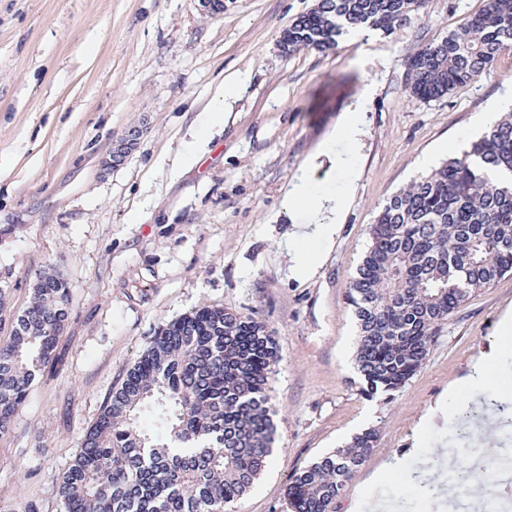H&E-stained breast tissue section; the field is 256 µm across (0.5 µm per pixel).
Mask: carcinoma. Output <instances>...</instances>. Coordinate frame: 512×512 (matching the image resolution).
I'll return each mask as SVG.
<instances>
[{
  "mask_svg": "<svg viewBox=\"0 0 512 512\" xmlns=\"http://www.w3.org/2000/svg\"><path fill=\"white\" fill-rule=\"evenodd\" d=\"M426 0H317L288 25V52L329 50L349 29L388 32ZM512 54V0H483L462 27L404 61L408 95L437 101ZM512 274V113L469 147L394 194L370 225L347 291L357 319V369L372 398L402 388L432 337L472 292ZM71 301L53 269L0 346V432L49 363ZM278 350L267 326L217 305L170 321L106 398L64 472L66 512H224L267 467L274 411L268 385ZM155 414L161 432L139 424ZM368 429L293 476V512H334L375 447Z\"/></svg>",
  "mask_w": 512,
  "mask_h": 512,
  "instance_id": "1",
  "label": "carcinoma"
}]
</instances>
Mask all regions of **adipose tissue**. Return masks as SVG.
I'll return each mask as SVG.
<instances>
[{
    "instance_id": "adipose-tissue-1",
    "label": "adipose tissue",
    "mask_w": 512,
    "mask_h": 512,
    "mask_svg": "<svg viewBox=\"0 0 512 512\" xmlns=\"http://www.w3.org/2000/svg\"><path fill=\"white\" fill-rule=\"evenodd\" d=\"M249 79L248 73H238L225 81L213 96L207 110L196 121L193 142L186 144L184 158L196 159L208 142L212 131L223 126L229 117V108L237 99ZM312 172L305 169L296 175L288 185L282 200L284 212L297 215L303 212L312 214L309 222L298 224L296 230L278 243L280 255L286 258L287 276H314L320 267L318 245L330 244L337 232L343 214L354 193L353 183H346L342 191L335 195L315 193ZM512 349V307H506L499 321L498 341L486 346L475 357L467 375L454 380L448 386V404L436 407L421 417L413 431L412 445L420 447L426 430L433 426L446 407H457L469 401H491L497 404H512V394L499 393L491 383V376L508 350Z\"/></svg>"
}]
</instances>
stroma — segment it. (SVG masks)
Listing matches in <instances>:
<instances>
[{
	"label": "stroma",
	"mask_w": 512,
	"mask_h": 512,
	"mask_svg": "<svg viewBox=\"0 0 512 512\" xmlns=\"http://www.w3.org/2000/svg\"><path fill=\"white\" fill-rule=\"evenodd\" d=\"M315 0H224L210 17L198 0H0V344L53 267L71 293L51 361L0 433V512H65L59 484L112 387L159 327L202 305L255 317L279 360L270 377L273 455L228 512H292L291 478L356 428L376 448L335 512L363 498L442 512L408 473L451 450L463 490L478 494L468 461L473 432L452 411L420 451V417L495 340L512 304V275L471 293L434 336L416 374L392 398L361 395L357 327L346 292L380 207L481 133L479 114L512 98V67L482 73L447 98L405 91L407 56L441 39L482 0H426L410 21L336 49L283 55L282 29ZM94 53H86V43ZM250 78L224 129L184 162L194 120L225 80ZM362 108L368 134L354 166L321 181L356 190L318 275L287 278L279 240L294 229L281 209L289 180ZM144 129L118 170L101 161L131 125ZM384 484L371 474L389 457Z\"/></svg>",
	"instance_id": "35a3bbf8"
}]
</instances>
